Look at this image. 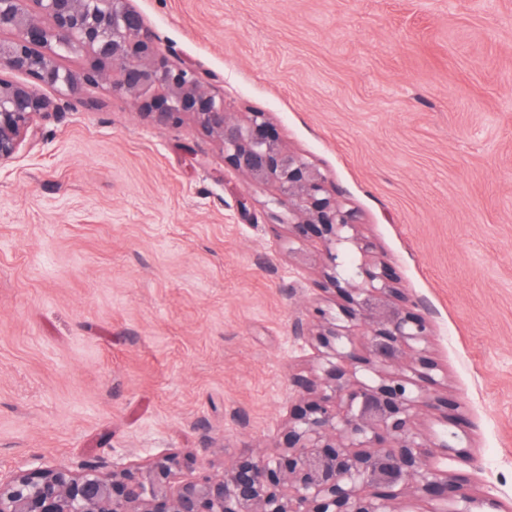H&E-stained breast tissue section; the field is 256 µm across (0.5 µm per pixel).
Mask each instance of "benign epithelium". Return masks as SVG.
Here are the masks:
<instances>
[{
    "label": "benign epithelium",
    "mask_w": 512,
    "mask_h": 512,
    "mask_svg": "<svg viewBox=\"0 0 512 512\" xmlns=\"http://www.w3.org/2000/svg\"><path fill=\"white\" fill-rule=\"evenodd\" d=\"M0 165L36 138L37 122L66 111L80 83L110 85L158 123L186 115L224 163L251 184L272 185L271 215L288 225V253L320 242L323 291L347 307H316L294 326L315 366L289 379L294 404L277 451L247 449L222 472L185 478L175 453L147 461H84L0 470V512H508L477 496L469 478L440 462L473 463L462 446L459 403L437 384L428 322L395 269L377 257L357 213L329 191L315 165L287 148L265 112L239 118L189 66H173L131 0H0ZM63 53L89 56L77 73ZM27 77L15 80L4 72ZM55 93L51 98L44 89ZM362 260L347 266L345 246ZM434 419L452 426L438 438Z\"/></svg>",
    "instance_id": "7a95c632"
}]
</instances>
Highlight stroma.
Here are the masks:
<instances>
[{"instance_id":"obj_1","label":"stroma","mask_w":512,"mask_h":512,"mask_svg":"<svg viewBox=\"0 0 512 512\" xmlns=\"http://www.w3.org/2000/svg\"><path fill=\"white\" fill-rule=\"evenodd\" d=\"M229 112H266L430 325L436 375L512 501V0H133ZM0 166V469L272 447L320 268L288 256L272 187L192 120L106 85Z\"/></svg>"}]
</instances>
